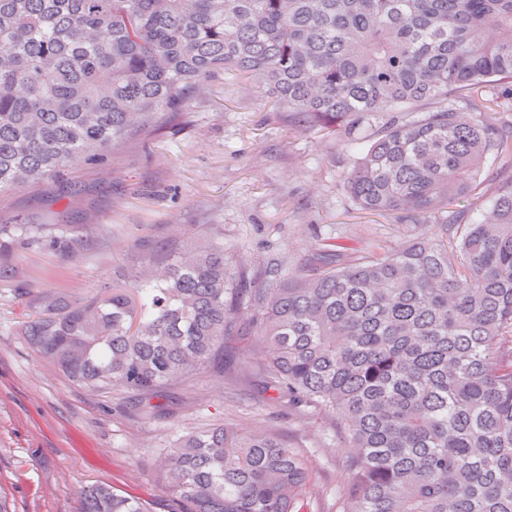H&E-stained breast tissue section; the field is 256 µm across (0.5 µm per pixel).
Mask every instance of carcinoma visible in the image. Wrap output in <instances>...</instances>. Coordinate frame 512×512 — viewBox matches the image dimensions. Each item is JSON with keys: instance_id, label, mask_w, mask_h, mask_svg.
<instances>
[{"instance_id": "1", "label": "carcinoma", "mask_w": 512, "mask_h": 512, "mask_svg": "<svg viewBox=\"0 0 512 512\" xmlns=\"http://www.w3.org/2000/svg\"><path fill=\"white\" fill-rule=\"evenodd\" d=\"M226 68L304 130L375 128L344 187L440 232L350 261L325 243L274 288L234 287L222 242L172 248L105 292L34 296L18 335L78 385L148 403L247 318L280 394L336 416L346 512H512V175L481 221L450 234L444 216L486 161L512 166L498 98L473 95L512 96V0H0V192L160 129ZM37 242L0 225V285ZM78 242L50 238L67 257ZM159 474L186 512H293L308 483L288 444L224 425L179 437ZM82 499L148 512L105 485Z\"/></svg>"}]
</instances>
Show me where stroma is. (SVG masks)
<instances>
[{"label":"stroma","instance_id":"stroma-1","mask_svg":"<svg viewBox=\"0 0 512 512\" xmlns=\"http://www.w3.org/2000/svg\"><path fill=\"white\" fill-rule=\"evenodd\" d=\"M356 156L346 140L299 130L256 81L226 69L159 134L73 166L64 184L0 193V225L85 227L73 257L43 242L20 251L22 278L0 287V495L14 512H81L82 489L96 484L141 498L150 512H178L159 462L182 434L222 423L298 449L309 482L294 512H344L348 453L336 418L288 406L268 385L255 324L237 321L224 338L223 369L169 389L161 416L131 394L73 383L17 329L34 295L123 283L176 237L222 241L236 279L271 288L304 270L325 239L353 253L413 236L415 225L398 215L355 204L343 178Z\"/></svg>","mask_w":512,"mask_h":512}]
</instances>
